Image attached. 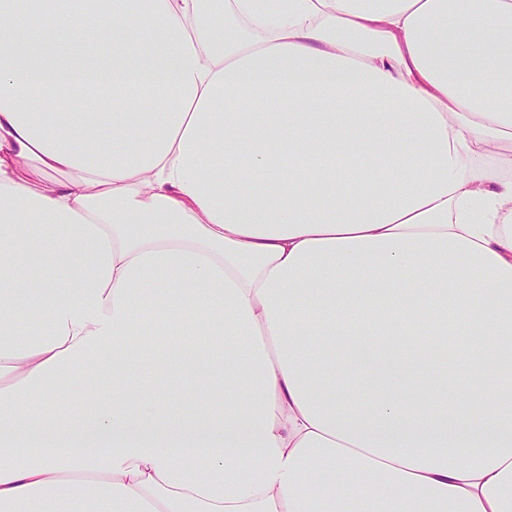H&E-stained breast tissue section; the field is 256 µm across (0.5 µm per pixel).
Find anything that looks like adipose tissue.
I'll use <instances>...</instances> for the list:
<instances>
[{
	"label": "adipose tissue",
	"instance_id": "adipose-tissue-1",
	"mask_svg": "<svg viewBox=\"0 0 512 512\" xmlns=\"http://www.w3.org/2000/svg\"><path fill=\"white\" fill-rule=\"evenodd\" d=\"M507 140L512 0H0V512H512ZM84 393L83 377L80 371L75 368L71 371L64 384L60 386V390L56 393L52 404L55 406V404L71 403L79 399Z\"/></svg>",
	"mask_w": 512,
	"mask_h": 512
}]
</instances>
